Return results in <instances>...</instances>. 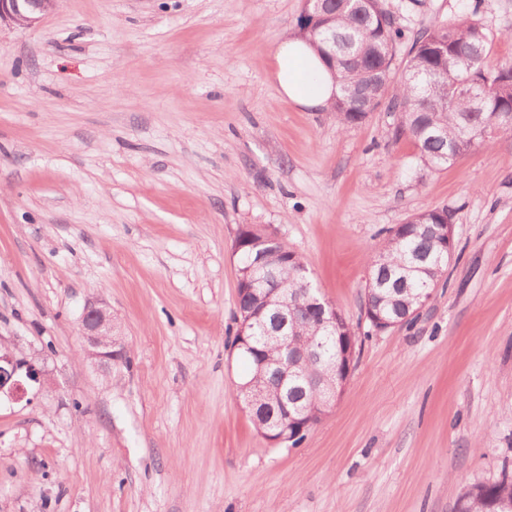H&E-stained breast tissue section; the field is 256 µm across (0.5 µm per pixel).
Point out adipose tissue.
I'll list each match as a JSON object with an SVG mask.
<instances>
[{"mask_svg":"<svg viewBox=\"0 0 512 512\" xmlns=\"http://www.w3.org/2000/svg\"><path fill=\"white\" fill-rule=\"evenodd\" d=\"M275 60L274 77L294 103L316 109L328 104L336 95L338 85L334 77L302 39H283L276 49Z\"/></svg>","mask_w":512,"mask_h":512,"instance_id":"adipose-tissue-1","label":"adipose tissue"}]
</instances>
